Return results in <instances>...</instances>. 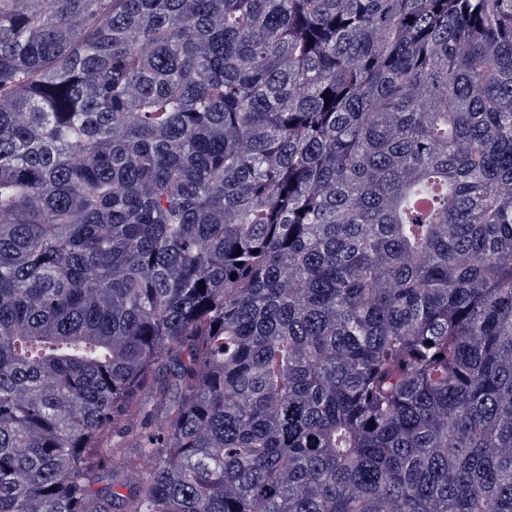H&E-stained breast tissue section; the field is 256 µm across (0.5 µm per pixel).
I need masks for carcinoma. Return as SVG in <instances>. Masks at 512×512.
I'll use <instances>...</instances> for the list:
<instances>
[{
  "label": "carcinoma",
  "mask_w": 512,
  "mask_h": 512,
  "mask_svg": "<svg viewBox=\"0 0 512 512\" xmlns=\"http://www.w3.org/2000/svg\"><path fill=\"white\" fill-rule=\"evenodd\" d=\"M0 512H512V0H0Z\"/></svg>",
  "instance_id": "carcinoma-1"
}]
</instances>
